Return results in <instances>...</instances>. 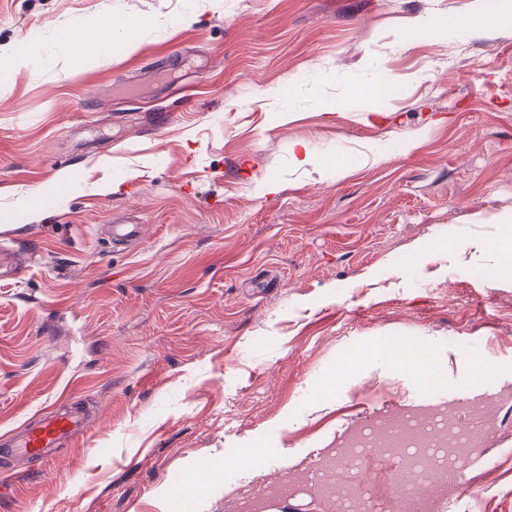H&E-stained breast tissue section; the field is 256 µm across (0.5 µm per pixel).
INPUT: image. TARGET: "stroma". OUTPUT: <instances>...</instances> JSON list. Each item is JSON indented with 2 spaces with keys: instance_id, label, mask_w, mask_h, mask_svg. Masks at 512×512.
I'll use <instances>...</instances> for the list:
<instances>
[{
  "instance_id": "stroma-1",
  "label": "stroma",
  "mask_w": 512,
  "mask_h": 512,
  "mask_svg": "<svg viewBox=\"0 0 512 512\" xmlns=\"http://www.w3.org/2000/svg\"><path fill=\"white\" fill-rule=\"evenodd\" d=\"M486 2L0 0V240L31 255L0 281V436L87 415L0 466V512H340L311 467L435 408L475 426L477 481L432 470L410 512H512V27L469 25ZM91 16L146 28L88 67ZM85 413L74 406H58L41 414L38 420L14 432L6 443H0L12 456L51 461V448H59L85 425Z\"/></svg>"
}]
</instances>
